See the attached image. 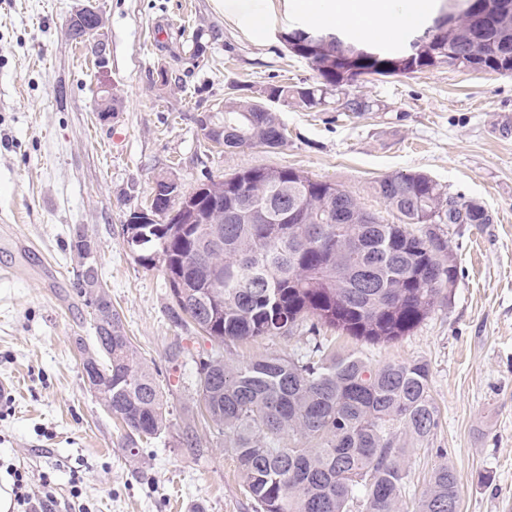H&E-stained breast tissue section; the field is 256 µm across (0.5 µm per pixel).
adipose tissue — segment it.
I'll return each instance as SVG.
<instances>
[{"label": "adipose tissue", "instance_id": "obj_1", "mask_svg": "<svg viewBox=\"0 0 512 512\" xmlns=\"http://www.w3.org/2000/svg\"><path fill=\"white\" fill-rule=\"evenodd\" d=\"M295 10L324 28L354 29L363 38L407 45L434 0H293Z\"/></svg>", "mask_w": 512, "mask_h": 512}]
</instances>
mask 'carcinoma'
I'll return each mask as SVG.
<instances>
[{
  "label": "carcinoma",
  "instance_id": "cac0c4a2",
  "mask_svg": "<svg viewBox=\"0 0 512 512\" xmlns=\"http://www.w3.org/2000/svg\"><path fill=\"white\" fill-rule=\"evenodd\" d=\"M484 0H462L451 31L430 33L426 49L369 54L345 41L328 49L306 41V27L279 34L316 73L313 85L269 84L256 96L224 97V149L279 150L288 132L274 108L312 110L362 78L400 76L463 63L448 48L476 50L477 70L512 75V21L472 26ZM372 192L396 221L368 213L341 186L296 168L257 167L211 179L206 197L224 201L209 224H146L139 263L162 269L172 314L202 331L217 348L200 359L196 393L204 415L224 436L258 512H402L407 443L437 426L424 361L374 366L357 352L336 353L313 337L303 355L224 359V345L286 336L305 321L370 344L408 335L443 302L459 268L445 235L423 227L448 223V193L420 172L378 179ZM467 223L489 224L479 203L459 197ZM321 222L324 239L309 226ZM222 246H210L212 239ZM222 276L211 287L212 274ZM93 308L95 336L80 343L83 366L96 369L109 400L104 409L126 427V451L168 429L167 400L152 368L131 342L105 292L80 289ZM403 428L409 440L397 437ZM415 512H459L457 476L438 465Z\"/></svg>",
  "mask_w": 512,
  "mask_h": 512
}]
</instances>
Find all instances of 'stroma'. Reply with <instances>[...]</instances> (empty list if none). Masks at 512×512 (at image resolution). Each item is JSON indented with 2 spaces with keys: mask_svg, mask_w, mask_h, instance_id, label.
<instances>
[{
  "mask_svg": "<svg viewBox=\"0 0 512 512\" xmlns=\"http://www.w3.org/2000/svg\"><path fill=\"white\" fill-rule=\"evenodd\" d=\"M86 3L0 0V381L16 387L0 405V478L18 471L28 492L51 490L54 512H255L232 453L197 412L196 365L212 343L173 318L163 272L127 246L128 216L161 176L187 193L209 177L288 166L336 183L386 219L372 183L423 172L491 216L444 225L460 271L450 298L391 343L330 328L320 336L376 365L430 366L438 426L408 450L404 512H414L443 462L457 475L459 512H512V76L441 66L369 78L350 93L372 112L282 106L286 147L225 152L200 121L231 88L314 82L279 39L300 15L266 0L271 28L257 36L218 0H101L96 41L79 42L67 24ZM103 86L116 100L106 118L96 96ZM80 233L93 245L99 287L167 395L168 431L135 456L82 375L76 341L94 330L77 291ZM310 342L303 324L285 337L231 343L224 357L299 354Z\"/></svg>",
  "mask_w": 512,
  "mask_h": 512,
  "instance_id": "1",
  "label": "stroma"
}]
</instances>
